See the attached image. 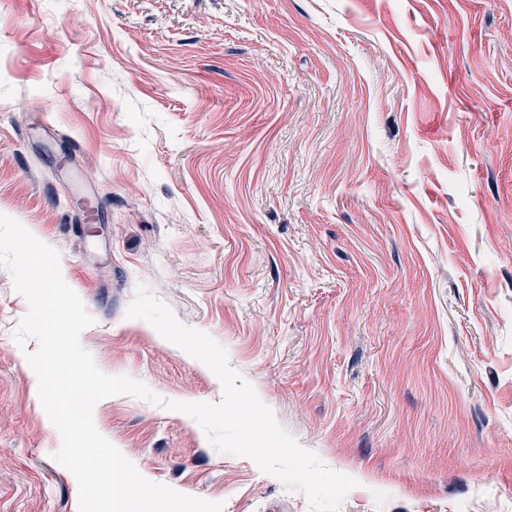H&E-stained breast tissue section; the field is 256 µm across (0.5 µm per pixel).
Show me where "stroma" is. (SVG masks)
<instances>
[{
  "mask_svg": "<svg viewBox=\"0 0 512 512\" xmlns=\"http://www.w3.org/2000/svg\"><path fill=\"white\" fill-rule=\"evenodd\" d=\"M0 214L54 248L97 367L159 404L94 423L222 512H310L168 401L221 345L354 478L340 512H512V0H0ZM0 267V512H79Z\"/></svg>",
  "mask_w": 512,
  "mask_h": 512,
  "instance_id": "stroma-1",
  "label": "stroma"
}]
</instances>
